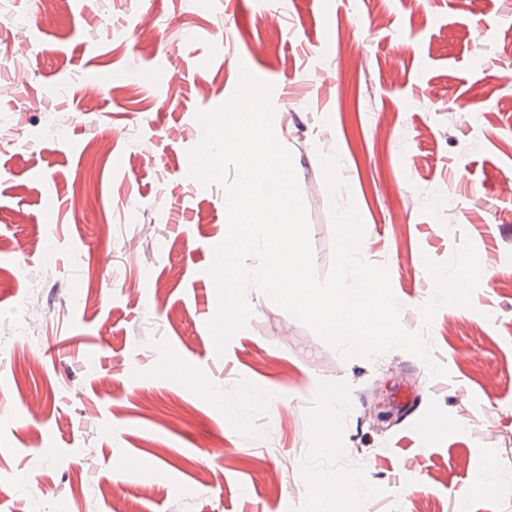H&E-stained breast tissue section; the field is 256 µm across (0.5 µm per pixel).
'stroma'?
Returning a JSON list of instances; mask_svg holds the SVG:
<instances>
[{"instance_id": "obj_1", "label": "stroma", "mask_w": 512, "mask_h": 512, "mask_svg": "<svg viewBox=\"0 0 512 512\" xmlns=\"http://www.w3.org/2000/svg\"><path fill=\"white\" fill-rule=\"evenodd\" d=\"M245 60L319 275L323 151L431 362L343 359L255 289L217 357L224 192L188 152ZM467 240L472 305L424 326L425 262ZM314 474L355 477L343 512H512V0H0V512H311Z\"/></svg>"}]
</instances>
